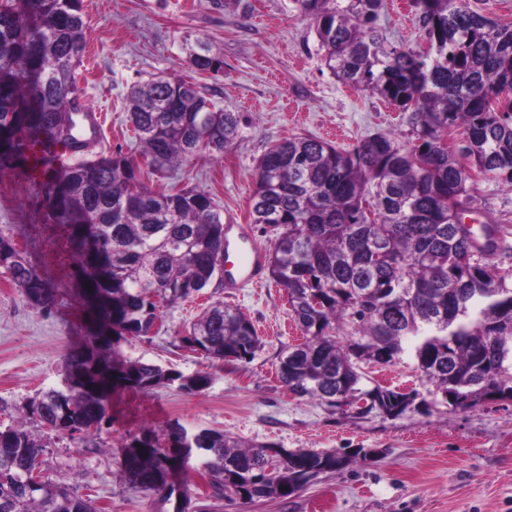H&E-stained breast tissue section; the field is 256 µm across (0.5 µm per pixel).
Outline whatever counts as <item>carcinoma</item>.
I'll return each mask as SVG.
<instances>
[{"label": "carcinoma", "instance_id": "cac0c4a2", "mask_svg": "<svg viewBox=\"0 0 512 512\" xmlns=\"http://www.w3.org/2000/svg\"><path fill=\"white\" fill-rule=\"evenodd\" d=\"M315 28L319 50L344 84L410 112L412 141L375 134L346 150L293 136L259 157L251 219L275 232L266 254L273 281L288 294L304 341L286 349L278 376L289 392L334 407L339 383L368 403L363 415L397 417L409 395L366 385L365 369L409 353L428 394L455 410L512 401V230L455 228L448 195L463 211L475 201L471 168L512 184V23L466 0H412L429 49L388 43L375 23L386 0H294ZM86 49L82 0H0V171L24 163L41 135L71 138V94ZM189 65L224 74V54L205 42ZM128 118L152 168L174 170L205 152L232 150L241 117L184 79L157 77L132 88ZM459 136L458 150L442 142ZM46 202L81 256L79 298L95 306L96 333L65 358L64 388L39 394L30 415L61 434L89 435L109 420L112 388L150 391L178 384L206 389L207 372L185 376L140 360H116L114 344L145 337L161 309L212 283L224 287V215L195 187L154 190L127 157L100 156L55 169ZM471 251L475 263L454 261ZM0 268L33 305L55 304L57 290L0 234ZM346 342L337 341L338 336ZM215 361H247L260 348L240 310L214 303L179 336ZM167 445L144 435L121 465L131 487L169 498L171 478L194 454L215 498L249 503L287 498L312 479L344 467L334 452L298 450L277 459L269 445H245L221 432L179 423ZM45 445L22 426L0 428V512H95L63 479L43 474ZM37 473L31 487L26 475Z\"/></svg>", "mask_w": 512, "mask_h": 512}]
</instances>
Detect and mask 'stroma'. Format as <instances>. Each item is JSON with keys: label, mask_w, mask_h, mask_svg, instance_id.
<instances>
[{"label": "stroma", "mask_w": 512, "mask_h": 512, "mask_svg": "<svg viewBox=\"0 0 512 512\" xmlns=\"http://www.w3.org/2000/svg\"><path fill=\"white\" fill-rule=\"evenodd\" d=\"M87 52L76 71L86 101L107 110L93 155L138 159L128 120V94L156 75L190 81L218 107L240 113L237 143L223 159L200 156L168 184L210 194L225 217L249 225L255 243L270 237L250 217L253 173L269 144L311 135L348 149L361 138L394 133L408 140V114L380 96L342 84L325 66L310 21L293 0H83ZM388 42L426 51L428 42L410 0H388L377 21ZM206 42L224 55L221 75L192 70L187 46ZM471 214L512 226V186L478 181ZM0 233L57 290L53 307L30 304L0 269V425L25 424L45 444L43 467L64 476L102 512H175V500L125 484L120 462L143 432L163 435L177 422L239 442L289 450L370 449L367 459L320 475L285 499L248 504L211 498L191 460L181 481L207 512H512V403L487 401L452 410L415 404L397 417H357L282 385L281 353L301 342L287 297L273 281L259 288H207L164 308L156 333L121 341L126 359L211 375L197 394L169 386L149 392L114 389L111 421L87 438L58 435L29 417L37 394L62 386L64 360L94 332V314L75 294L78 255L26 168L0 172ZM221 301L255 325L263 347L249 361L215 362L181 344L178 333L203 308Z\"/></svg>", "instance_id": "obj_1"}]
</instances>
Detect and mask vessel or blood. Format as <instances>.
<instances>
[{
    "label": "vessel or blood",
    "mask_w": 512,
    "mask_h": 512,
    "mask_svg": "<svg viewBox=\"0 0 512 512\" xmlns=\"http://www.w3.org/2000/svg\"><path fill=\"white\" fill-rule=\"evenodd\" d=\"M75 108L76 127L71 140L50 144L35 141L29 144L27 165L32 177L43 175L45 156H53L57 163L62 164L100 142L105 124L104 112L88 108L81 97L76 98ZM224 255L226 287L240 288L261 284L263 253L244 229H237L233 235L225 237Z\"/></svg>",
    "instance_id": "vessel-or-blood-1"
}]
</instances>
